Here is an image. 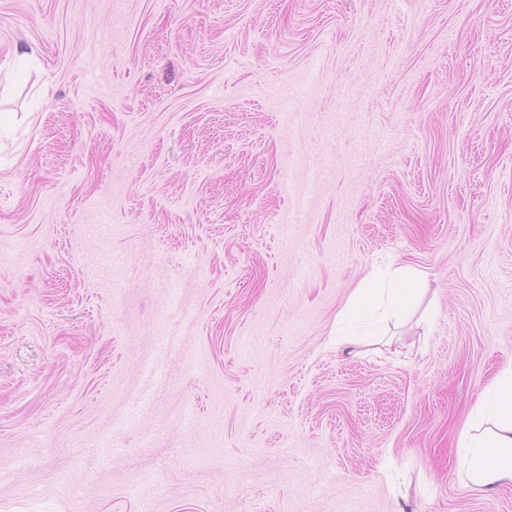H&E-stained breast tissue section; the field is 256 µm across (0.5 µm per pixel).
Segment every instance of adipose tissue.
Listing matches in <instances>:
<instances>
[{
    "label": "adipose tissue",
    "mask_w": 512,
    "mask_h": 512,
    "mask_svg": "<svg viewBox=\"0 0 512 512\" xmlns=\"http://www.w3.org/2000/svg\"><path fill=\"white\" fill-rule=\"evenodd\" d=\"M462 482L490 489L512 482V369L472 411L470 427L457 442Z\"/></svg>",
    "instance_id": "adipose-tissue-1"
}]
</instances>
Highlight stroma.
Instances as JSON below:
<instances>
[{
    "mask_svg": "<svg viewBox=\"0 0 512 512\" xmlns=\"http://www.w3.org/2000/svg\"><path fill=\"white\" fill-rule=\"evenodd\" d=\"M1 113L0 512H512V0H0ZM391 279L395 280L398 288H392L384 313L390 317H399L411 303L410 289L406 288L409 279H413L410 269L400 267L390 272ZM382 277V272L377 268H373L369 271L363 278L360 288H358L357 299L338 315L336 319V347H341L351 341V339L342 337L347 335L340 332V326L348 320L363 316L370 310L369 304L371 295L377 290V288L374 287L381 283ZM471 427L457 442L458 470L468 486L494 488L512 482V369L472 411Z\"/></svg>",
    "mask_w": 512,
    "mask_h": 512,
    "instance_id": "35a3bbf8",
    "label": "stroma"
}]
</instances>
